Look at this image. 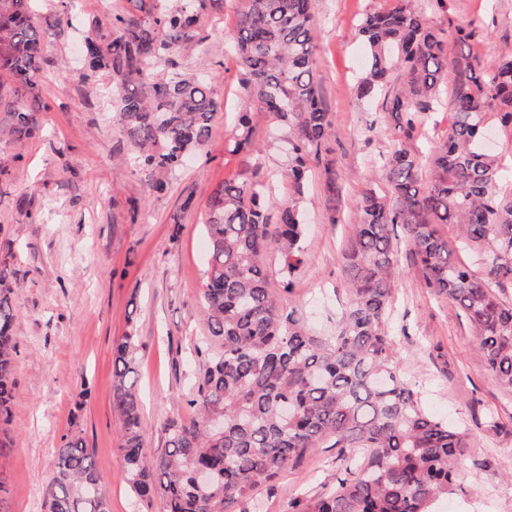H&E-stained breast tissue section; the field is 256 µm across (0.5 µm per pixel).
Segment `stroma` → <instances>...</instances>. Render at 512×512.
Segmentation results:
<instances>
[{"instance_id":"35a3bbf8","label":"stroma","mask_w":512,"mask_h":512,"mask_svg":"<svg viewBox=\"0 0 512 512\" xmlns=\"http://www.w3.org/2000/svg\"><path fill=\"white\" fill-rule=\"evenodd\" d=\"M39 0L47 37L40 62V112L35 133L9 164L15 198L0 203V262L8 264L17 318L13 338L15 400L12 446L0 456V505L6 512H46L43 492L54 476L63 434L93 450L112 512H161L141 501L125 479L121 433L112 411L114 343L137 339L144 451L160 454L168 420L189 421L187 404L199 368L194 352L206 334L201 288L208 259L205 203L225 180H267L286 170L288 129L266 112L252 115L250 148L233 151L235 115L249 106L229 39L240 0H220L200 26V47L175 53L179 69L207 75L223 107L201 153L169 175L162 193L145 188L113 117L112 74L87 84L86 37L108 33L131 0ZM395 0H312L316 74L333 122L328 164L313 163L302 206L304 262L285 275L270 261V285L282 307L308 328L327 333L348 303L343 252L368 184L384 185L383 157L392 133L375 125L382 98L357 95L366 48L358 24ZM444 37L475 30L473 51L484 70L512 48V0H449L447 9L416 0ZM267 148L257 159L256 148ZM180 214V225L170 218ZM396 276L388 329L403 368L433 416L464 430L470 447L457 470L447 512H512V393L487 370L475 333L458 307L427 288L406 239L395 245ZM290 290H283L284 281ZM336 452L318 449L234 512H289L294 499L331 490Z\"/></svg>"}]
</instances>
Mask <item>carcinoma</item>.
Here are the masks:
<instances>
[{"label":"carcinoma","instance_id":"1","mask_svg":"<svg viewBox=\"0 0 512 512\" xmlns=\"http://www.w3.org/2000/svg\"><path fill=\"white\" fill-rule=\"evenodd\" d=\"M216 2L136 0V11L114 17L111 33L84 41L86 69L109 70L115 78V121L148 172L150 191L165 190L158 175L175 171L205 145L220 108L199 75L174 68L161 76L151 65L167 67L173 54L200 46L201 19ZM311 2L241 0L230 35L245 85L290 131L292 162L284 177L298 193L309 158L322 159L332 128L315 76ZM35 7L34 0H0V72L24 91L8 105L0 144L20 142L37 124L44 34ZM358 33L369 49L359 97L380 95L395 71L402 87L380 116L393 130L386 186L364 189L351 224L343 256L350 297L336 333H313L269 286V256L290 275L303 262L302 209L292 203L274 215L265 184L232 179L205 205L209 256L201 301L209 345L200 352L189 399L196 418L167 421L166 448L157 456L143 453L136 337L127 333L116 343L112 409L126 479L163 512H233L319 448L337 450L343 474L331 491L292 503V512H438L437 504L455 493L468 435L426 410L388 330L399 231L426 285L456 304L488 370L512 391V303L498 291L503 280L512 281V191L500 188L504 168L480 135L491 115L512 129V50L486 72L473 54L472 31L459 27L456 52L448 57L447 41L414 0L366 14ZM450 69L453 119L448 137L432 144L424 174L411 133L439 104ZM237 129L236 151L252 144L248 113H240ZM442 224L453 225L456 242L478 253L485 275L454 258ZM8 278L0 267V456L11 447L4 425L17 355ZM214 415L224 420L220 434L206 426ZM201 465L216 475L206 488L193 479ZM93 484H100L93 452L82 437L62 435L45 492L48 512H111L104 493L91 492Z\"/></svg>","mask_w":512,"mask_h":512}]
</instances>
